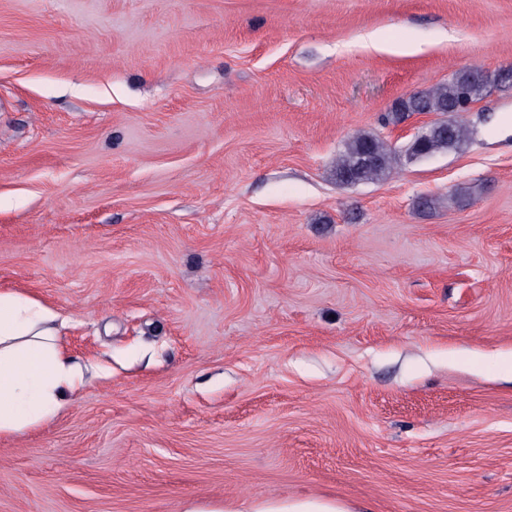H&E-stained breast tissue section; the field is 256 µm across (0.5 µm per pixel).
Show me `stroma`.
<instances>
[{
    "label": "stroma",
    "instance_id": "1",
    "mask_svg": "<svg viewBox=\"0 0 512 512\" xmlns=\"http://www.w3.org/2000/svg\"><path fill=\"white\" fill-rule=\"evenodd\" d=\"M471 67L512 0H0V290L84 380L0 512H512V82L381 121ZM359 132L401 158L336 184ZM491 76L480 68H470L456 73L448 82L437 84L428 91L418 92L397 100L386 119H399L400 115L414 112H439L448 114L445 121L432 125L429 136L421 141L413 140L405 152L414 158L430 156L437 152L457 148L468 137L469 129L456 119L460 112H466L465 96L468 89L477 82L488 86ZM255 512H348L343 506L322 500H293L261 505Z\"/></svg>",
    "mask_w": 512,
    "mask_h": 512
}]
</instances>
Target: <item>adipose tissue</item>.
I'll return each instance as SVG.
<instances>
[{
    "instance_id": "obj_1",
    "label": "adipose tissue",
    "mask_w": 512,
    "mask_h": 512,
    "mask_svg": "<svg viewBox=\"0 0 512 512\" xmlns=\"http://www.w3.org/2000/svg\"><path fill=\"white\" fill-rule=\"evenodd\" d=\"M57 313L12 290L0 291V435L40 425L81 384L56 342Z\"/></svg>"
}]
</instances>
